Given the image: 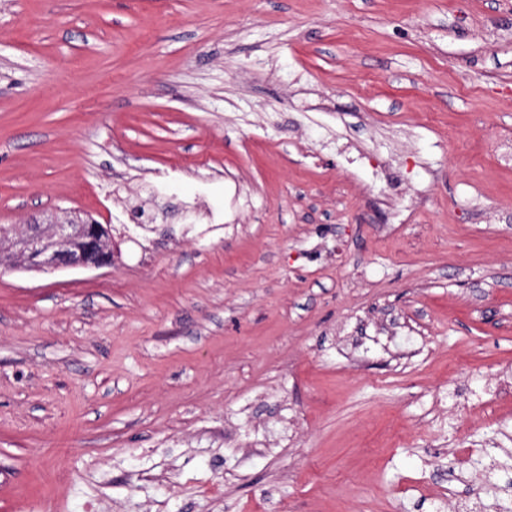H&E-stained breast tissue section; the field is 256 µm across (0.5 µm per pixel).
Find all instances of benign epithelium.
Instances as JSON below:
<instances>
[{
    "label": "benign epithelium",
    "mask_w": 512,
    "mask_h": 512,
    "mask_svg": "<svg viewBox=\"0 0 512 512\" xmlns=\"http://www.w3.org/2000/svg\"><path fill=\"white\" fill-rule=\"evenodd\" d=\"M0 253L8 256L0 267L24 268L37 272L68 268H102L112 265L100 255L109 253L101 225L77 213L53 214L45 222L33 220L22 232L0 238Z\"/></svg>",
    "instance_id": "7a95c632"
}]
</instances>
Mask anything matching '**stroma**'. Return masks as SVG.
<instances>
[{
	"label": "stroma",
	"instance_id": "obj_1",
	"mask_svg": "<svg viewBox=\"0 0 512 512\" xmlns=\"http://www.w3.org/2000/svg\"><path fill=\"white\" fill-rule=\"evenodd\" d=\"M59 210L113 261L0 273V512H512V0H0Z\"/></svg>",
	"mask_w": 512,
	"mask_h": 512
}]
</instances>
